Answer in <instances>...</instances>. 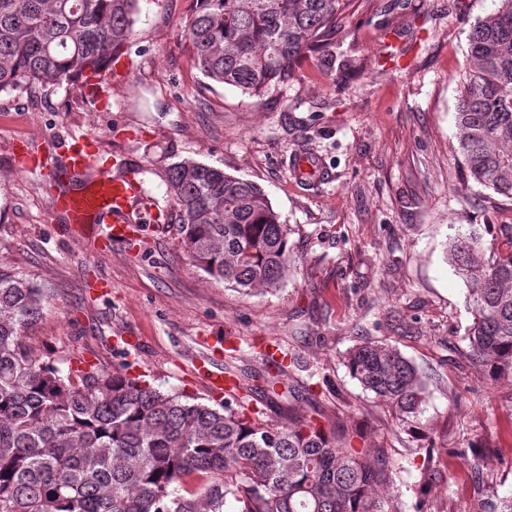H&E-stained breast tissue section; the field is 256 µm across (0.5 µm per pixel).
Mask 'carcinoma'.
<instances>
[{"label":"carcinoma","instance_id":"cac0c4a2","mask_svg":"<svg viewBox=\"0 0 512 512\" xmlns=\"http://www.w3.org/2000/svg\"><path fill=\"white\" fill-rule=\"evenodd\" d=\"M139 0H0V93L101 77L134 37ZM352 0H198L187 34L195 67L249 96L288 84L301 62L336 38ZM471 25L455 112L458 152L474 182L512 201V0ZM190 264L248 291L288 275L291 229L264 190L192 159L169 165ZM473 313L470 361L512 374V224L487 241L477 229L450 245ZM46 299L38 283L0 273V512H403L380 450L366 454L311 416L274 354L263 372L225 361L232 391L214 405L163 393L128 371L60 366L26 344ZM346 364L396 415L426 403L416 364L364 339ZM288 402L281 423L246 412L245 399Z\"/></svg>","mask_w":512,"mask_h":512}]
</instances>
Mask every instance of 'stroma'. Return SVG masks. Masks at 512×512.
<instances>
[{
  "instance_id": "obj_1",
  "label": "stroma",
  "mask_w": 512,
  "mask_h": 512,
  "mask_svg": "<svg viewBox=\"0 0 512 512\" xmlns=\"http://www.w3.org/2000/svg\"><path fill=\"white\" fill-rule=\"evenodd\" d=\"M196 8L140 0L133 41L95 87L0 94V269L47 295L27 343L61 366L132 364L203 403L205 337L230 338L241 369L288 354L297 415L321 411L355 447L384 448L407 512H497L512 494V377L471 365L472 313L447 254L458 225L512 224V201L466 176L454 120L466 35L491 0H354L324 54L260 97L196 69ZM74 137L98 166L122 155L138 171L162 215L138 239L104 250L93 227L51 219L48 173ZM184 159L257 183L290 225L278 288L247 294L189 265L163 180ZM364 338L418 366L424 414L400 420L351 378L344 358Z\"/></svg>"
}]
</instances>
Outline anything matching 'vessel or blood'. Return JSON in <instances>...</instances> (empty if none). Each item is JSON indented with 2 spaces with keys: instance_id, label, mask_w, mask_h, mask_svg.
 <instances>
[{
  "instance_id": "obj_1",
  "label": "vessel or blood",
  "mask_w": 512,
  "mask_h": 512,
  "mask_svg": "<svg viewBox=\"0 0 512 512\" xmlns=\"http://www.w3.org/2000/svg\"><path fill=\"white\" fill-rule=\"evenodd\" d=\"M95 155L88 140L72 138L61 162L64 179H72L87 168H94ZM95 175L79 188L64 190L53 203V214L64 215L75 226L95 225L97 237L103 244L130 238L138 226L130 217L131 208L139 194L134 177L108 168H94ZM208 352L194 364L195 372L216 393L228 387L229 380L213 367L212 360L224 347L221 337H210Z\"/></svg>"
}]
</instances>
